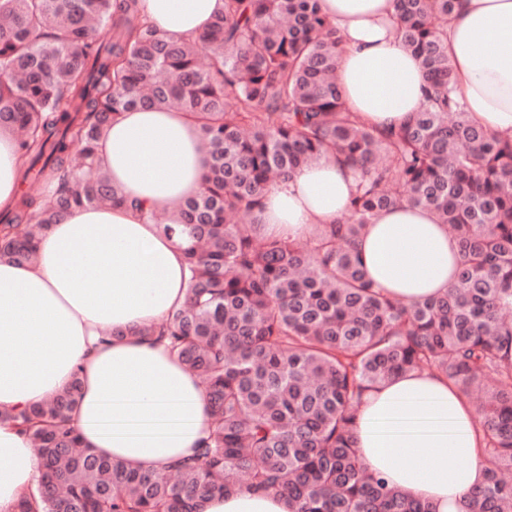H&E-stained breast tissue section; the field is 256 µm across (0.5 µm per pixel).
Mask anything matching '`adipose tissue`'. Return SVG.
Listing matches in <instances>:
<instances>
[{"instance_id":"adipose-tissue-1","label":"adipose tissue","mask_w":512,"mask_h":512,"mask_svg":"<svg viewBox=\"0 0 512 512\" xmlns=\"http://www.w3.org/2000/svg\"><path fill=\"white\" fill-rule=\"evenodd\" d=\"M343 38L337 76L346 104L375 128L403 125L427 85L419 59L394 37V0H321ZM224 0H138L159 33L195 39ZM456 94L487 131L512 133V0H460L447 27ZM97 159L126 202L72 210L43 237L33 264L0 260V411L18 412L83 382L73 414L85 444L132 467L162 469L191 455L208 427L198 378L141 327L185 301L178 239L163 232L196 196L208 163L199 127L177 110L121 113L99 139ZM343 157L303 167L266 191L264 231L300 239L335 223L355 191ZM159 212V221L149 218ZM369 279L404 301L444 293L458 250L429 209L379 212L356 242ZM126 336L102 342L108 329ZM355 449L370 471L436 512H464L486 478L480 425L447 379L409 373L366 389ZM41 462L20 428L0 422V512L37 493ZM204 512H289L273 491L214 496Z\"/></svg>"}]
</instances>
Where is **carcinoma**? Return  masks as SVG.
<instances>
[{
    "label": "carcinoma",
    "instance_id": "obj_1",
    "mask_svg": "<svg viewBox=\"0 0 512 512\" xmlns=\"http://www.w3.org/2000/svg\"><path fill=\"white\" fill-rule=\"evenodd\" d=\"M137 2L0 0V128L17 133L21 183H57L47 208L29 193L0 208V259L30 264L71 210L124 203L96 163L120 113H189L208 165L180 223L163 225L183 246L186 301L139 335L167 341L200 379L210 422L191 456L133 469L82 445L76 373L53 398L0 413L41 460L39 498L16 512H203L243 490H275L290 512H436L355 450L362 392L407 372L482 394L487 478L465 512H512V135L455 98L446 24L459 0H394L395 35L427 87L412 121L385 131L346 105L341 38L320 0H224L193 41L139 21ZM336 154L357 181L347 218L305 241L265 235L263 192ZM404 202L433 210L460 257L454 286L414 303L374 287L354 248Z\"/></svg>",
    "mask_w": 512,
    "mask_h": 512
}]
</instances>
